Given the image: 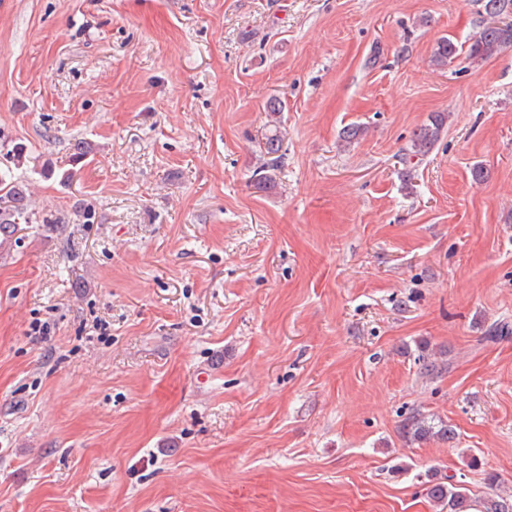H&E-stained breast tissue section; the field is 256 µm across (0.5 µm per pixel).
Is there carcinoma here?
I'll use <instances>...</instances> for the list:
<instances>
[{"instance_id": "cac0c4a2", "label": "carcinoma", "mask_w": 512, "mask_h": 512, "mask_svg": "<svg viewBox=\"0 0 512 512\" xmlns=\"http://www.w3.org/2000/svg\"><path fill=\"white\" fill-rule=\"evenodd\" d=\"M508 7V0H485L484 11L490 21L483 23L473 40L462 49L452 39L443 37L435 44L432 61L438 66H445L466 51L471 61L486 60L498 52L512 48V22L501 18ZM448 123L445 112L433 113L429 120L415 129L399 160L404 165L403 183L408 192H413V171L440 141ZM280 137L271 134L266 137L261 149L260 165L256 169L258 182L271 180L270 172L282 166L284 157L280 154ZM23 199L22 188L12 180L0 175V248L12 245L13 237L22 221H27L29 214L20 205ZM401 435L407 442H425L427 440H448L454 432L443 422L432 423V419L413 411L405 417L401 426ZM453 477L444 481L430 480L427 494L440 508V512H512V495L503 496L497 492V476L489 477L491 493L477 501L463 484L452 483Z\"/></svg>"}]
</instances>
